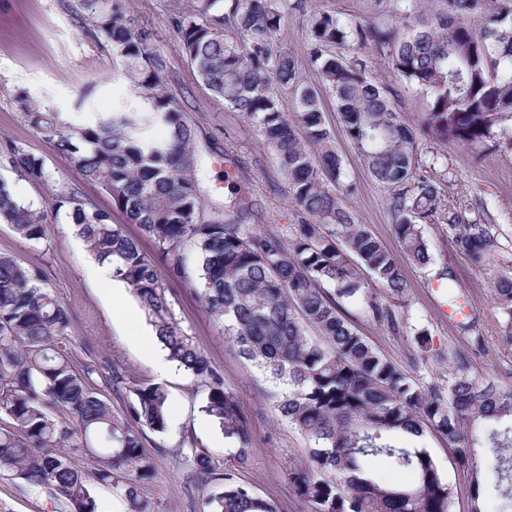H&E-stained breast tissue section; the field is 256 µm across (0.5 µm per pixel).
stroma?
<instances>
[{"label":"stroma","mask_w":512,"mask_h":512,"mask_svg":"<svg viewBox=\"0 0 512 512\" xmlns=\"http://www.w3.org/2000/svg\"><path fill=\"white\" fill-rule=\"evenodd\" d=\"M127 3L134 25L149 29L170 60L164 80L196 132L205 162V194L223 197L224 167L232 165L236 183L254 204V223L285 233L287 226L298 223L299 211L261 137L240 114L227 110L223 101L212 95L182 57L164 0ZM277 43L295 54L303 81L318 84L319 75L306 54L301 18L283 21ZM115 72L112 50L95 30L83 0H0V178L19 201L43 210L47 224V236L37 245L20 238L10 225L0 224V253L41 270L47 286L70 312L69 353L74 364L94 366L93 381L115 414H123L129 397L110 388L112 369H121L134 382L157 384L166 390L168 427L162 432H145L143 437L145 449L155 458L156 477L142 485L141 494L153 503L155 512H208L207 497L214 486L195 479L177 460L176 447L184 440L208 454L217 472L237 473L257 496L272 503L276 512H303L289 470L304 458L309 442L278 416L274 383L238 352L192 288L171 276L153 242L140 237L135 225L126 223L111 195L84 181L70 159L31 128L16 103L17 97L27 96L75 123L93 112L138 105V98L124 81L115 79ZM372 75L392 87L401 119L417 126L428 102L426 94L395 78L383 66L374 67ZM324 114L336 131L335 145L345 177L358 187L344 203L358 222L367 225L398 257L407 282V294L398 309L402 331L395 333L366 321L350 303L343 309L349 322L377 351L420 382L447 385L452 374L448 356L456 352L467 358L470 374L511 384L512 348L499 341L500 318L493 307L492 288L498 275L512 267V153L490 148L476 158L454 146L422 143V156L435 153L443 158L438 173L445 180L446 204L459 206L466 220L484 216L486 223L498 229L503 250L483 266H475L457 249L446 224H429L425 236L432 262L421 267L404 256L387 211V192L371 178L352 144L340 133L332 101H325ZM13 146L43 157L49 180L33 182L13 169L6 160ZM71 194L107 213L111 223L123 225L125 233L137 238L141 251L154 261L175 320L222 377L225 391L240 401L252 437L253 456L248 467L238 468L232 440L225 438L205 412V387L180 368L166 376L157 374L126 339L111 300L85 273L92 258L71 229L68 207L60 203ZM444 267L455 274L461 289V305L455 309L449 308L445 289L436 284L435 274ZM466 321L475 322L484 336L483 352H475L459 332V323ZM420 329L430 333L434 353L419 361L414 334ZM420 445L427 448L453 488L450 512H470L474 491L470 471L457 463L453 449L441 436L426 434ZM0 512H64V508L61 501L28 487L23 480L0 479Z\"/></svg>","instance_id":"obj_1"}]
</instances>
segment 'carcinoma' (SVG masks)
<instances>
[{
  "instance_id": "cac0c4a2",
  "label": "carcinoma",
  "mask_w": 512,
  "mask_h": 512,
  "mask_svg": "<svg viewBox=\"0 0 512 512\" xmlns=\"http://www.w3.org/2000/svg\"><path fill=\"white\" fill-rule=\"evenodd\" d=\"M85 3L117 72L150 108H116L73 125L25 96L17 104L41 138L154 241L172 274L198 290L239 352L282 386L277 411L310 443L289 473L304 512H449L452 487L428 451L407 445V436L427 430L471 469V512H484L487 481L512 502V387L468 375L459 354L448 357L455 374L447 387L421 384L340 311L338 301L353 302L397 331L396 304L407 284L398 261L344 208L342 197L355 186L343 181V160L323 120L328 96L359 160L388 189L394 233L411 261L431 263L424 225L443 223L459 251L483 265L500 251L497 229L477 217L464 222L445 205L442 182L429 175L442 157L421 159L418 142L512 151V0H372L377 13L399 16L401 34L381 23L352 25L304 0H167L183 58L259 133L287 178L300 211L290 236L252 223V205L238 190L221 202L206 199L195 134L163 80L168 56L149 31L133 27L119 0ZM293 12L304 17L316 87L300 82L292 52L274 47ZM364 44L395 77L430 94L419 126L400 120L388 87L369 76L368 61L347 53ZM288 91L291 114L283 107ZM9 160L27 179L47 181L42 157L13 147ZM65 200L88 251L113 265L155 316L170 359L206 387L205 411L234 439L238 466H247L252 438L239 401L175 321L155 265L108 214L74 196ZM0 223L28 241L47 234L44 211L17 200L3 181ZM435 277L458 305L448 268ZM493 303L501 339L512 345L511 270L495 281ZM70 327L69 311L39 273L0 255V414L10 419L0 427V475L45 490L67 512H99L92 483L112 489L125 512H154L140 494L156 472L142 438L147 429H166L168 394L114 368L112 390L130 395L126 414L114 415L93 385L95 369L73 365ZM79 449L93 463L88 472L67 455ZM177 458L195 474L216 477L195 447ZM378 462L410 480L379 478ZM208 505L210 512H274L229 472Z\"/></svg>"
}]
</instances>
